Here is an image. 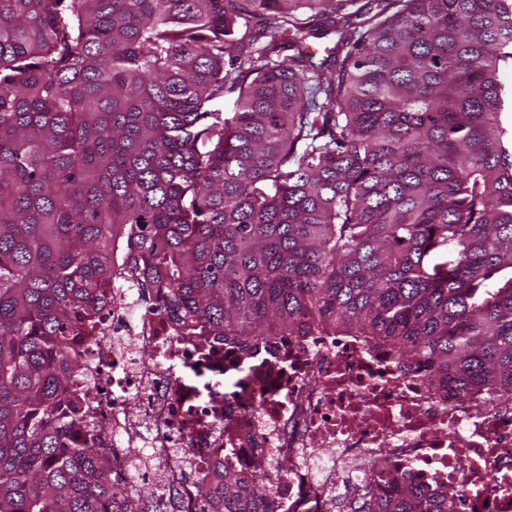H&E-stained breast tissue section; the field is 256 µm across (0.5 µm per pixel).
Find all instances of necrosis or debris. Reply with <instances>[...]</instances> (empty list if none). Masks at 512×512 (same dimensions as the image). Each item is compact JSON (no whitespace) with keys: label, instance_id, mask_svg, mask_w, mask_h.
Here are the masks:
<instances>
[{"label":"necrosis or debris","instance_id":"1","mask_svg":"<svg viewBox=\"0 0 512 512\" xmlns=\"http://www.w3.org/2000/svg\"><path fill=\"white\" fill-rule=\"evenodd\" d=\"M113 285L73 391L105 426L114 512L135 448L148 449L161 492L179 493L183 512L216 463L252 475L282 458L293 467L273 489L276 512H328L368 471L377 496L409 476L459 489V512H512L511 394L448 397L350 336H276L254 355L230 354L161 317L134 261Z\"/></svg>","mask_w":512,"mask_h":512}]
</instances>
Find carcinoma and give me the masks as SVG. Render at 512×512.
<instances>
[{
  "instance_id": "obj_1",
  "label": "carcinoma",
  "mask_w": 512,
  "mask_h": 512,
  "mask_svg": "<svg viewBox=\"0 0 512 512\" xmlns=\"http://www.w3.org/2000/svg\"><path fill=\"white\" fill-rule=\"evenodd\" d=\"M511 43L512 0H0V512H113L72 384L126 257L187 336H356L512 393ZM290 468L226 463L195 512H275ZM373 483L331 508L458 495Z\"/></svg>"
}]
</instances>
